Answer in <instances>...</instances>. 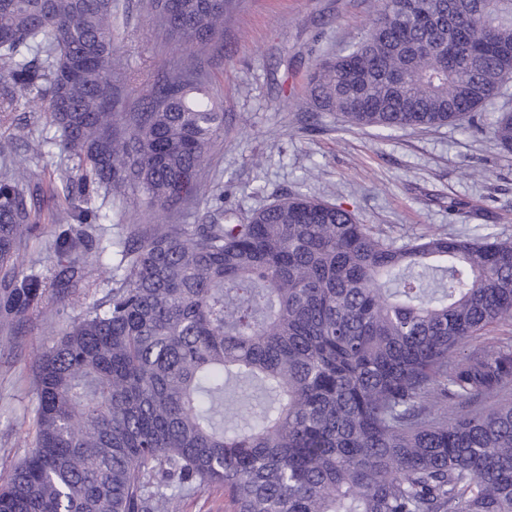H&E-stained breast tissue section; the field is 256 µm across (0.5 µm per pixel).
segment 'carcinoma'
<instances>
[{"label": "carcinoma", "mask_w": 512, "mask_h": 512, "mask_svg": "<svg viewBox=\"0 0 512 512\" xmlns=\"http://www.w3.org/2000/svg\"><path fill=\"white\" fill-rule=\"evenodd\" d=\"M237 0H147L179 65L135 99L113 0H0V112L36 94L77 202L48 278L20 254L40 215L22 163L0 171V343L90 256L111 287L27 363L31 449L0 473V512H174L187 490L225 512H512V241L402 244L297 190L248 215L209 176L224 112L206 84ZM512 80V0H380L365 37L316 66L318 112L394 131L474 121ZM512 153V112L488 124ZM103 192L199 224L110 237ZM170 485L168 493L180 496L177 498L180 512H225L224 494L220 490L181 491L176 482Z\"/></svg>", "instance_id": "1"}]
</instances>
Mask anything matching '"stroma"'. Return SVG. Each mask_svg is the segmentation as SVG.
<instances>
[{
	"instance_id": "35a3bbf8",
	"label": "stroma",
	"mask_w": 512,
	"mask_h": 512,
	"mask_svg": "<svg viewBox=\"0 0 512 512\" xmlns=\"http://www.w3.org/2000/svg\"><path fill=\"white\" fill-rule=\"evenodd\" d=\"M146 0H114L113 22L132 86L177 60L156 40ZM377 0H245L224 28V45L207 67L221 100L224 139L210 162L224 205L246 214L288 192L302 190L343 205L361 223L401 242L422 235L482 234L478 221L449 217L450 201H480L495 233L512 241V153L467 125L382 131L348 125L306 102L314 65L360 41L376 17ZM54 136L39 103L21 102L0 122V167L23 154L31 134ZM40 183L42 223L22 259L34 271L59 269L56 216L66 203L53 190L72 162L60 148L28 156ZM112 258L88 262L86 284L44 308L60 324L78 317L104 294ZM41 320L22 328L17 347H0V467L19 462L37 400L25 355L48 344Z\"/></svg>"
}]
</instances>
